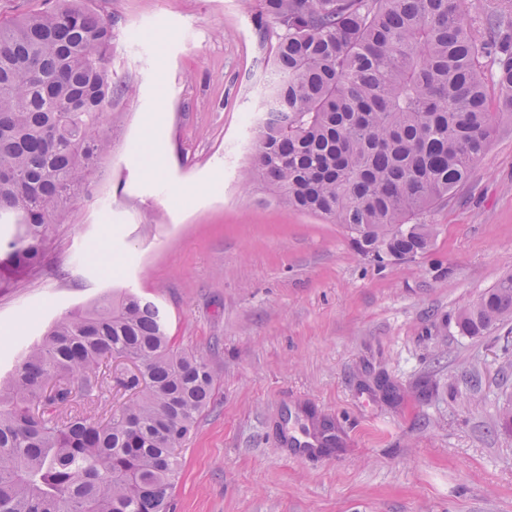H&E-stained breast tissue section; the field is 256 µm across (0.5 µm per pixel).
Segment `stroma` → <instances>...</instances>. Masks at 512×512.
I'll return each mask as SVG.
<instances>
[{
    "mask_svg": "<svg viewBox=\"0 0 512 512\" xmlns=\"http://www.w3.org/2000/svg\"><path fill=\"white\" fill-rule=\"evenodd\" d=\"M92 5L134 92L112 101L95 199L0 288V382L54 319L128 289L216 381L175 512H512V317L481 336L456 324L512 276V121L420 216L429 251L380 260L241 177L275 43L259 0Z\"/></svg>",
    "mask_w": 512,
    "mask_h": 512,
    "instance_id": "1",
    "label": "stroma"
}]
</instances>
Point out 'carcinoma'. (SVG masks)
<instances>
[{"mask_svg":"<svg viewBox=\"0 0 512 512\" xmlns=\"http://www.w3.org/2000/svg\"><path fill=\"white\" fill-rule=\"evenodd\" d=\"M276 25L272 123L254 127L243 177L293 209L342 224L365 255L403 261L427 251L411 220L467 182L512 115V0L473 30L460 0H260ZM501 109L488 103L487 84ZM112 15L87 0L0 26V278L35 270L63 223L99 185L112 155ZM512 316V276L462 312L478 336ZM129 403L99 423L61 421L107 383ZM215 387L207 360L177 346L167 317L130 291L57 318L0 387V512H173L182 443Z\"/></svg>","mask_w":512,"mask_h":512,"instance_id":"obj_1","label":"carcinoma"}]
</instances>
